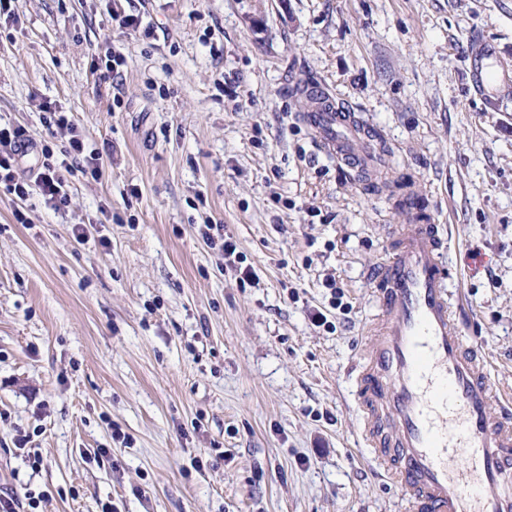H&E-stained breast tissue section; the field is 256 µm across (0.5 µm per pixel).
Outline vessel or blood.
<instances>
[{
  "label": "vessel or blood",
  "instance_id": "1",
  "mask_svg": "<svg viewBox=\"0 0 512 512\" xmlns=\"http://www.w3.org/2000/svg\"><path fill=\"white\" fill-rule=\"evenodd\" d=\"M470 73L487 102L512 69L474 46ZM320 144L349 160L362 132L348 112L313 111ZM445 242L428 219L405 224L371 279L372 349L352 377L370 464L400 487L407 512H512V415H494L487 359L467 345ZM465 466H458V452Z\"/></svg>",
  "mask_w": 512,
  "mask_h": 512
}]
</instances>
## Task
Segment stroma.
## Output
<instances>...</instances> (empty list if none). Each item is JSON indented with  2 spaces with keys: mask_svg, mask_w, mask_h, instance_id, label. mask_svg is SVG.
<instances>
[{
  "mask_svg": "<svg viewBox=\"0 0 512 512\" xmlns=\"http://www.w3.org/2000/svg\"><path fill=\"white\" fill-rule=\"evenodd\" d=\"M10 10L0 125L60 160L80 138L100 175L68 174L58 210L0 184V496L17 512H402L364 461L351 369L410 198L447 234L467 340L512 389V88L489 109L466 61L478 37L512 66V0ZM315 82L378 138L385 185L318 143ZM52 111L70 126L50 138ZM208 223L258 284L225 270ZM204 228L200 229V234L208 246L213 249H218L224 256L225 266H232L237 272L240 284L243 286L247 284H255L257 282V275L250 267H242L235 265L236 259L240 260L239 253H236L237 246L230 236L221 234L219 224H203ZM216 230L217 234L213 232ZM238 256V257H237ZM234 257V260L232 259ZM227 262V263H226ZM240 275V276H239Z\"/></svg>",
  "mask_w": 512,
  "mask_h": 512,
  "instance_id": "obj_1",
  "label": "stroma"
}]
</instances>
